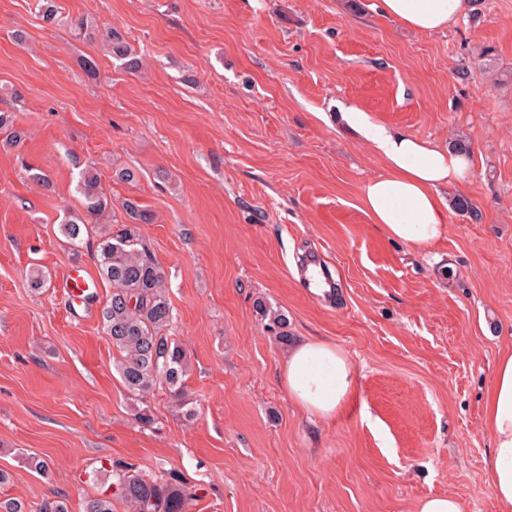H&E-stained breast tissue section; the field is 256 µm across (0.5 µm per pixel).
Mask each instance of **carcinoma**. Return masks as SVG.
<instances>
[{
  "instance_id": "obj_1",
  "label": "carcinoma",
  "mask_w": 512,
  "mask_h": 512,
  "mask_svg": "<svg viewBox=\"0 0 512 512\" xmlns=\"http://www.w3.org/2000/svg\"><path fill=\"white\" fill-rule=\"evenodd\" d=\"M38 14L46 22L59 24L64 17L54 0H37ZM101 52L130 73L141 71L142 59L135 54L118 28L107 26L100 38ZM0 130L8 131L5 144L21 138L13 128L10 114L0 112ZM83 213H72L59 226L61 235L74 250L94 249L98 272L112 293L101 310L102 327L119 353L115 369L123 387L135 402V419L147 425L152 420L146 398L156 389L167 390L175 407L189 417L188 399L183 386L187 372L186 353L170 329L174 308L165 286V272L145 243L140 225L150 215L135 200L127 199L122 208L125 224H91L89 220L112 208L94 167L86 166L76 187ZM264 328L282 344H288V319L264 300L255 303ZM112 486L133 512H188L194 493L176 479L161 482L137 467L117 462L112 465ZM34 512H70L66 497L53 493L36 504ZM79 512H113L112 498L106 494L85 498Z\"/></svg>"
}]
</instances>
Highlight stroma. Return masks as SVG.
Here are the masks:
<instances>
[{
	"label": "stroma",
	"mask_w": 512,
	"mask_h": 512,
	"mask_svg": "<svg viewBox=\"0 0 512 512\" xmlns=\"http://www.w3.org/2000/svg\"><path fill=\"white\" fill-rule=\"evenodd\" d=\"M377 2L55 0L70 19L57 26L35 0H0V110L23 132L12 146L0 132V498L32 508L58 492L76 510L109 490L119 461L179 477L196 493L190 512H414L448 493L466 512H504L483 404L512 348V0H469L434 33ZM86 15L122 18L142 72L71 28ZM343 105L464 141L471 177L445 197L477 216L448 210L429 254L386 236L361 203L384 164L337 123ZM87 165L112 201L101 223L129 198L151 215L141 233L166 274L192 419L160 389L152 423L136 422L102 329L109 286L78 307L54 284L71 263L96 268L58 231L81 210ZM122 168L134 182L116 179ZM301 253L332 270L336 304L310 294ZM34 265L51 279L38 292ZM259 299L292 338L350 358L356 391L336 417L290 402L278 378L288 348ZM254 307L261 316V320L264 321V328L271 332L280 343L288 345L291 336L286 330L288 327L287 317L280 310L273 309L264 300H257Z\"/></svg>",
	"instance_id": "stroma-1"
}]
</instances>
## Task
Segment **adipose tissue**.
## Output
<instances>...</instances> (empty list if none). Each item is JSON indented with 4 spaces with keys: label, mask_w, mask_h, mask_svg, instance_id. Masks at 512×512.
<instances>
[{
    "label": "adipose tissue",
    "mask_w": 512,
    "mask_h": 512,
    "mask_svg": "<svg viewBox=\"0 0 512 512\" xmlns=\"http://www.w3.org/2000/svg\"><path fill=\"white\" fill-rule=\"evenodd\" d=\"M468 8L469 0H381L385 17L421 32L446 29ZM342 117L385 163L384 174L368 180L361 192L372 223L416 251L433 249L446 233L448 204L442 191L464 185L472 168L469 156L389 129L354 107L345 108ZM281 381L295 406L328 419L350 401L355 371L335 344L303 338L291 346ZM484 414L492 438L488 483L499 504L512 512V349L497 361Z\"/></svg>",
    "instance_id": "obj_1"
}]
</instances>
